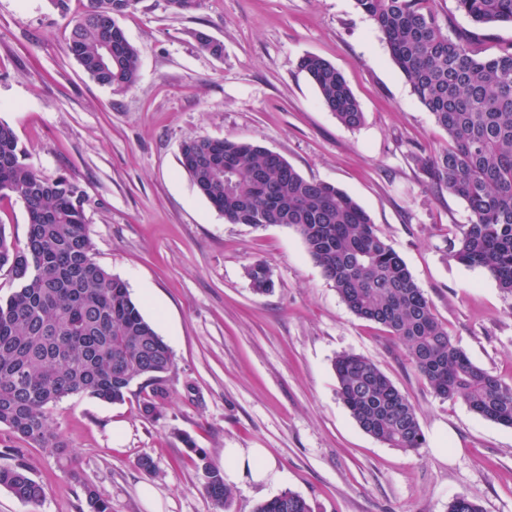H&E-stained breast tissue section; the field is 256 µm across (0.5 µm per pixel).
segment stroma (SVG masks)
<instances>
[{"instance_id":"obj_1","label":"stroma","mask_w":512,"mask_h":512,"mask_svg":"<svg viewBox=\"0 0 512 512\" xmlns=\"http://www.w3.org/2000/svg\"><path fill=\"white\" fill-rule=\"evenodd\" d=\"M86 2L71 0L65 17L50 0H0V120L43 177L84 190L96 261L126 282L174 352L170 399L154 418L136 384L121 404L82 395L52 404L67 461L0 425V446H18L45 488L37 505L0 488V512H88L87 483L112 512H146L144 483L161 512H218L189 439L211 465L228 448H263L281 471L278 488H234L229 512H253L281 490L313 512H448L459 494L483 512H512V428L438 397L404 345L347 308L293 228L227 223L179 164L188 138H240L341 188L402 257L455 345L512 380V295L453 256L451 230L469 212L421 165L448 136L374 21L355 0H202L184 14L140 0L119 20L139 78L111 89L67 52L69 17ZM439 13L450 30H476L481 56L512 44L510 23L474 28L454 0H440ZM198 31L222 43L221 56L200 48ZM307 54L342 72L362 125L322 106L298 68ZM259 259L272 271L266 295L247 275ZM343 352L375 362L410 398L425 446L392 448L357 425L336 394L332 361ZM143 457L152 471L138 467Z\"/></svg>"}]
</instances>
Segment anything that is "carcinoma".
Instances as JSON below:
<instances>
[{
    "mask_svg": "<svg viewBox=\"0 0 512 512\" xmlns=\"http://www.w3.org/2000/svg\"><path fill=\"white\" fill-rule=\"evenodd\" d=\"M478 26L512 23V0H454ZM381 33L392 60L421 104L448 134V147L424 160L426 171L461 199L469 222L455 225L450 246L458 262L484 269L512 295V44L480 57L468 37L441 24L437 0H356ZM127 0H88L70 20L67 51L101 86L124 89L139 77V52L118 18ZM299 67L322 104L345 126L364 112L341 72L315 55ZM179 163L230 224H282L301 236L311 258L358 318L382 326L407 348L414 370L442 399L463 400L478 415L512 427V384L474 364L454 343L400 255L378 234L365 210L345 191L304 178L280 154L253 142L190 137ZM20 200L27 215L24 240L0 224V276L13 291L0 298V425L46 454L70 456L52 428L49 405L69 395L125 401L144 381V416L169 398L165 375L174 365L169 345L132 300L126 283L100 266L80 186L47 180L29 163L14 129L0 120V200ZM257 294L273 289L264 261L247 271ZM337 394L359 427L393 448L423 447L416 410L373 361L342 353L333 361ZM198 454L203 488L216 507L229 508L233 490L224 473ZM0 487L37 505L43 485L25 463L0 466ZM89 512H112L108 500L84 485ZM254 512H312L290 490ZM448 512H483L461 494Z\"/></svg>",
    "mask_w": 512,
    "mask_h": 512,
    "instance_id": "obj_1",
    "label": "carcinoma"
}]
</instances>
